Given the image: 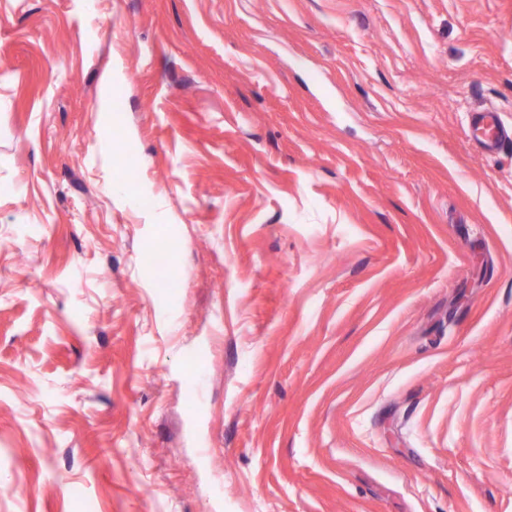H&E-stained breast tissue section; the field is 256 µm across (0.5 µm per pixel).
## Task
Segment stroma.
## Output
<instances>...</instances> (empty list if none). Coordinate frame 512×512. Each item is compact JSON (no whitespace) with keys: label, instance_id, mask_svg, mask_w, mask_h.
Wrapping results in <instances>:
<instances>
[{"label":"stroma","instance_id":"stroma-1","mask_svg":"<svg viewBox=\"0 0 512 512\" xmlns=\"http://www.w3.org/2000/svg\"><path fill=\"white\" fill-rule=\"evenodd\" d=\"M485 109L512 0H0V512H512Z\"/></svg>","mask_w":512,"mask_h":512}]
</instances>
